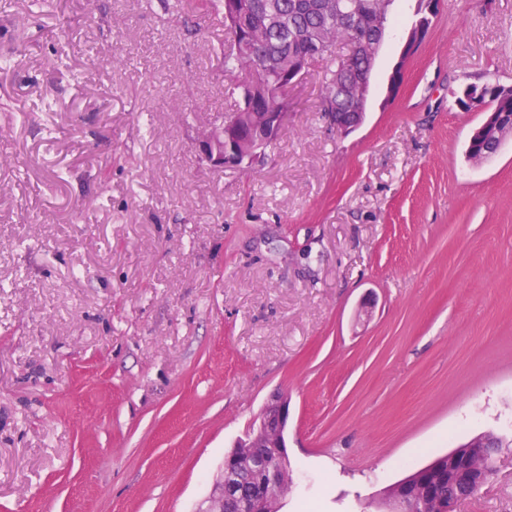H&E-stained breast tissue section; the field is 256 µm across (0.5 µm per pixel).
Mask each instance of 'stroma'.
<instances>
[{
	"label": "stroma",
	"mask_w": 512,
	"mask_h": 512,
	"mask_svg": "<svg viewBox=\"0 0 512 512\" xmlns=\"http://www.w3.org/2000/svg\"><path fill=\"white\" fill-rule=\"evenodd\" d=\"M227 40L187 0H0V512H195L279 394L280 512L512 432V139L471 160L453 97L512 86V0H445L393 94L386 40L347 135L311 63L216 169ZM457 512H512V448Z\"/></svg>",
	"instance_id": "stroma-1"
}]
</instances>
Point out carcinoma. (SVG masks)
Instances as JSON below:
<instances>
[{
	"label": "carcinoma",
	"mask_w": 512,
	"mask_h": 512,
	"mask_svg": "<svg viewBox=\"0 0 512 512\" xmlns=\"http://www.w3.org/2000/svg\"><path fill=\"white\" fill-rule=\"evenodd\" d=\"M276 2L280 20L272 25L268 19V6ZM341 0H240L247 21L251 43L224 51V74L234 81L232 93L239 98L237 111H245V98L256 92L272 95L277 110L288 111L273 96L280 75L308 55L312 45L318 43L327 50L341 43L350 53L335 56L323 53L324 97L323 110L331 116L338 112H351L358 105L352 94V82L359 72L375 63L374 34L378 19L391 13L395 0H351L352 16L344 18L332 9V2ZM436 14L431 12V0H415L413 19L408 29L410 42L427 35ZM490 111L512 114V86L501 85L490 101ZM512 447V438L501 441L480 460L467 462V467L479 472L481 480L466 489L448 487V457L434 459L437 473H417L414 486L407 495L416 512H439V502L448 499V493L468 500L490 480L499 449ZM242 462L237 468V485L246 493L240 500L227 498L224 512H272L273 504L261 501L251 493L255 486V465L272 467L279 464L275 448H243Z\"/></svg>",
	"instance_id": "cac0c4a2"
}]
</instances>
